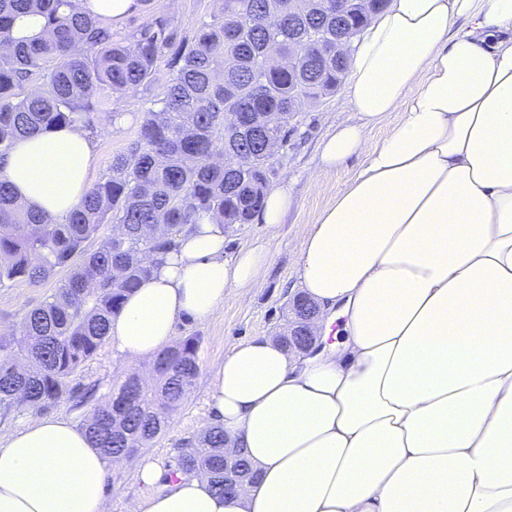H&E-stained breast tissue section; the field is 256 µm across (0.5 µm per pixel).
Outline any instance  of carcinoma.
Instances as JSON below:
<instances>
[{
    "label": "carcinoma",
    "mask_w": 512,
    "mask_h": 512,
    "mask_svg": "<svg viewBox=\"0 0 512 512\" xmlns=\"http://www.w3.org/2000/svg\"><path fill=\"white\" fill-rule=\"evenodd\" d=\"M191 42L175 43L171 19L147 20L125 37L71 0H0V165L13 143L54 126L96 134L95 116L131 88L151 90L155 63L171 51L170 78L144 113L136 139L112 159L107 178L91 186L57 221L15 196L0 176V286H39L60 269L67 276L20 327L0 336V418L45 412L67 397L88 399L69 384L108 336L124 299L175 251L178 237L203 221L231 229L261 207L273 158L295 131L297 100L336 92L348 59L336 42L360 35L367 11L386 0H221ZM43 19L45 38L13 37L23 14ZM248 112L249 124L225 122ZM105 224L122 230L87 242ZM200 339L187 336L161 351L153 383L126 375L111 400L82 427L92 445L120 461L149 447L188 397L199 374ZM224 430L211 426L188 440L172 473L224 485ZM236 480L254 471L243 452Z\"/></svg>",
    "instance_id": "cac0c4a2"
}]
</instances>
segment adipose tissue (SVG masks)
Wrapping results in <instances>:
<instances>
[{
	"label": "adipose tissue",
	"instance_id": "ef3b65f1",
	"mask_svg": "<svg viewBox=\"0 0 512 512\" xmlns=\"http://www.w3.org/2000/svg\"><path fill=\"white\" fill-rule=\"evenodd\" d=\"M348 70L354 114L313 173L361 163L297 269L326 342L299 359L257 336L216 367L213 415L254 482L223 496L143 460L152 493L130 512H512V0H389ZM92 160L89 135L63 126L16 141L0 172L62 219ZM224 235L181 234L113 320L112 345L153 357L178 319L262 288L267 250L225 257ZM105 465L68 416L35 415L0 437V512H107Z\"/></svg>",
	"mask_w": 512,
	"mask_h": 512
}]
</instances>
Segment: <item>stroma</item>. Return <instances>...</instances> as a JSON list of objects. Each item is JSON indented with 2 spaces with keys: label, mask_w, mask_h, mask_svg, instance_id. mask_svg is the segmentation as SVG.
Wrapping results in <instances>:
<instances>
[{
  "label": "stroma",
  "mask_w": 512,
  "mask_h": 512,
  "mask_svg": "<svg viewBox=\"0 0 512 512\" xmlns=\"http://www.w3.org/2000/svg\"><path fill=\"white\" fill-rule=\"evenodd\" d=\"M217 6V0H149L141 13L126 19L119 32L128 34L148 19L165 16L172 19L176 38L188 39L194 36L199 19L215 12ZM147 96L138 91L113 99L114 110L125 113L128 120L98 129L93 138L92 181L103 180L113 156L123 152L136 138L142 113L149 106ZM351 113L346 90L342 87L320 102L304 105L298 112L296 130L287 146L280 150L276 173L271 179L272 185L287 186L292 200L285 223L270 227L253 221L235 225L225 233L226 256H234L239 249L250 246H261L268 251L269 262L263 270L264 286L247 299L241 298L238 290H230L208 320H178L176 338L196 336L200 339L199 375L188 398L172 413L165 432L152 447L141 449L138 458L155 460L165 470L173 468L185 442L212 424L210 390L216 366L236 345L251 337H274L285 332L289 302L301 290L297 268L303 236L359 165L354 158L338 170L323 173L318 181H310L317 146L340 119ZM55 286V281L51 280L37 287L22 282L1 287L0 329L16 328L24 312L40 304ZM150 365V360L131 359L107 341L93 359L84 364L76 380L84 384L98 382L99 394L105 397L128 373L145 371ZM136 460L131 458L125 463L107 466L104 489L111 512H127L132 498L150 493L137 479Z\"/></svg>",
  "instance_id": "1"
}]
</instances>
